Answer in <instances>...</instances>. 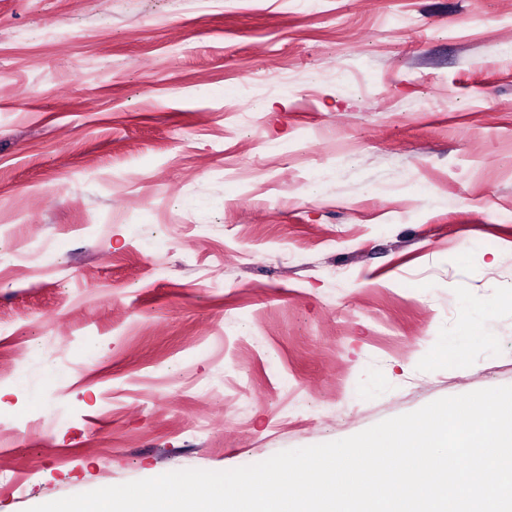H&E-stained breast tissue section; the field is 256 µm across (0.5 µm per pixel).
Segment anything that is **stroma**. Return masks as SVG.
Segmentation results:
<instances>
[{
    "label": "stroma",
    "mask_w": 512,
    "mask_h": 512,
    "mask_svg": "<svg viewBox=\"0 0 512 512\" xmlns=\"http://www.w3.org/2000/svg\"><path fill=\"white\" fill-rule=\"evenodd\" d=\"M1 365L0 512L512 385V0H0ZM460 331L462 336H452L449 340L446 339V342L443 344L440 351V355L446 357V359L448 358V362L457 361L464 355V346L460 342V338L467 337L484 341L487 339V336H490L488 331L480 330L479 334L474 333L469 314H464L462 316Z\"/></svg>",
    "instance_id": "1"
}]
</instances>
